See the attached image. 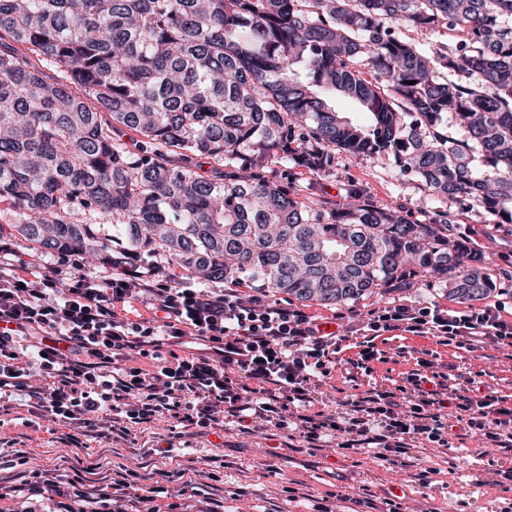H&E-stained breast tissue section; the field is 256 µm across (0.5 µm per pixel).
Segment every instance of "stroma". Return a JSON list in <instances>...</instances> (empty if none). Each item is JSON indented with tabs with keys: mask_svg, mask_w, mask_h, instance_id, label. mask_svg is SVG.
<instances>
[{
	"mask_svg": "<svg viewBox=\"0 0 512 512\" xmlns=\"http://www.w3.org/2000/svg\"><path fill=\"white\" fill-rule=\"evenodd\" d=\"M355 183L367 192L368 200L404 205L410 218L426 224L437 214L447 213L453 236L468 240L490 261L497 282L489 303L504 305L512 311V224L496 223L473 202H442L421 191L417 181L400 178L391 158L355 159L337 153L332 167L321 173L303 172L289 180V189L299 191L311 201L329 206L342 200L347 184ZM435 300L448 308L458 302L449 297L442 284L422 281L413 288H381L376 293L346 305L335 307L315 302L301 309L329 330H336L337 313L366 314L369 310L393 304ZM376 345L382 360L372 361L370 370L356 368L358 358L355 339L342 341L336 366L322 386V400L333 406L336 391L350 394L354 390L392 388L405 384L416 370L418 361L434 362L437 372L447 374L449 384L474 380L482 392L512 396V350L502 351L491 343L474 348L444 346L435 339L403 334H385ZM26 410L17 409L9 422L0 427L1 441L23 443L29 452L28 468L51 469L60 457L79 456L83 461L101 463V475H108L114 465L122 464L142 476H151L155 468L179 466L190 471L212 467L220 481L209 482L187 503L197 512H311V498L335 491L344 494L338 502L339 512H367V502H380L396 487H404L400 501L403 512H503L512 502V491L489 482L490 468H512V455H495L493 466H476L462 457L438 448L419 451L423 466L435 468L428 485L409 482L404 467L365 455L344 459L336 452L310 454L294 432L271 426L256 427L243 434L233 429H217L205 436L191 437L189 442L170 436L169 425L160 421L137 428L136 443L118 440L88 439L82 448L53 442L43 429L28 427ZM172 440L173 458L151 455V448L163 440ZM281 448L283 459L271 460L268 451ZM279 472L268 475L269 464ZM297 491L296 501H289L287 488Z\"/></svg>",
	"mask_w": 512,
	"mask_h": 512,
	"instance_id": "stroma-1",
	"label": "stroma"
}]
</instances>
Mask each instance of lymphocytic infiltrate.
<instances>
[{
    "instance_id": "lymphocytic-infiltrate-1",
    "label": "lymphocytic infiltrate",
    "mask_w": 512,
    "mask_h": 512,
    "mask_svg": "<svg viewBox=\"0 0 512 512\" xmlns=\"http://www.w3.org/2000/svg\"><path fill=\"white\" fill-rule=\"evenodd\" d=\"M139 304L149 317L136 313ZM502 311L434 300L395 304L348 316L339 331L326 332L291 303L236 284L214 291L142 264L101 274L76 250L43 268L0 239V411L28 407L70 444L81 431L125 435L130 425L154 420L204 433L221 424L245 432L260 419L295 427L313 451L332 440L342 452L390 462L407 457L415 440L449 447L456 429L485 447L512 449V404L448 387L428 360L398 390L347 395L340 413L319 409L316 398L346 337H359L363 368L381 357L376 339L394 331L446 346L512 347V321ZM187 338L209 343L211 355L176 352ZM135 355L147 366L132 365ZM162 477L145 489L139 473L117 465L88 492L69 471L46 479L34 470L22 490L56 501V512H129L144 502L149 512H177L179 498L197 484L182 468Z\"/></svg>"
}]
</instances>
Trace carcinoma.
<instances>
[{
	"label": "carcinoma",
	"mask_w": 512,
	"mask_h": 512,
	"mask_svg": "<svg viewBox=\"0 0 512 512\" xmlns=\"http://www.w3.org/2000/svg\"><path fill=\"white\" fill-rule=\"evenodd\" d=\"M439 29L452 43L422 42ZM338 151L512 224V0H0V234L322 305L423 278L496 290L446 212L314 206L266 176Z\"/></svg>",
	"instance_id": "obj_1"
}]
</instances>
